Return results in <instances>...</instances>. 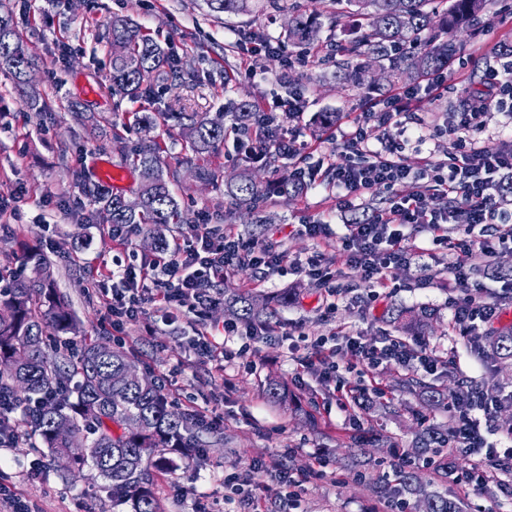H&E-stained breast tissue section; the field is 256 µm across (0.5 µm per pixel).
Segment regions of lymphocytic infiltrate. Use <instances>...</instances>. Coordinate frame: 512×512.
<instances>
[{
	"mask_svg": "<svg viewBox=\"0 0 512 512\" xmlns=\"http://www.w3.org/2000/svg\"><path fill=\"white\" fill-rule=\"evenodd\" d=\"M412 101V94L393 92L383 109L364 113L361 121L344 132L343 160L330 166L327 179L328 188L336 192V213L343 217L346 228L334 255L323 250L329 237L320 221L276 226L277 235L298 233L319 244L304 260L293 264L286 252L244 236L231 226L218 230L195 225L191 239L167 243L154 258L117 261L105 270L99 297L112 318L113 332H122L128 321L149 310L165 317L175 312L195 316L192 344L200 358L219 371L244 357L253 343L278 335L297 352L303 371L318 375L354 403L366 398L369 390L360 383L346 384L341 366L367 373L395 362L429 375L447 366V359L427 347L412 348L390 337L371 345L342 329L302 345L283 325L273 329L237 321L219 327L206 320L207 310L218 301L212 282L228 270L246 268L265 277L292 267L324 290L323 315L328 318L336 312L337 298L347 290L346 269L359 271L368 290L363 303L369 306L379 299L380 288L386 287L394 270H428L438 250L445 249L452 255L448 270L461 289L460 295L449 301L461 336H478L499 321L502 303L490 300L485 284L473 281L472 274L476 268L490 267L498 253L512 251V207L502 204L503 198L512 194V142L489 145L463 141L447 159L425 160L419 172H412L400 157L399 145L383 140L378 147H370L364 129L368 122L380 127L400 124ZM492 110L512 117V63L457 113L450 129L468 132ZM377 189L387 193V205L364 220H356L359 199ZM438 196L447 198V206L434 207ZM452 230L457 233L453 239L448 236ZM493 409V403L476 387L462 391L446 406L452 421L448 445L485 459L484 466L459 475L461 486L485 484L496 471L512 473V444L491 438Z\"/></svg>",
	"mask_w": 512,
	"mask_h": 512,
	"instance_id": "f902f5d3",
	"label": "lymphocytic infiltrate"
}]
</instances>
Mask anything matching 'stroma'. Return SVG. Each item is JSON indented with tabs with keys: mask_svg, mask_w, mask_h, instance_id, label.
Instances as JSON below:
<instances>
[{
	"mask_svg": "<svg viewBox=\"0 0 512 512\" xmlns=\"http://www.w3.org/2000/svg\"><path fill=\"white\" fill-rule=\"evenodd\" d=\"M298 9L318 13L315 42L286 40L284 28ZM5 11L12 14L35 65L23 86L0 72V201L16 213L10 223H0V268L22 271L24 259L35 250L48 257L55 286L67 296L80 326L73 339L77 346L112 336L93 284L120 252L113 247L111 225L90 223L83 198L85 184L99 182L98 160L122 166L113 150L116 138L130 145H164V174L189 218L185 224L164 226L167 239L183 238L193 224H231L242 234L259 236L263 225L235 208L224 194L225 180L250 166L260 179L274 183L297 167L339 162L342 145L328 139L321 125L325 113H335L345 127L385 93L423 85L410 76L387 80L376 66L364 74L361 88L343 85L330 45L347 38L353 21L337 19L326 0H252L250 11L238 15L212 12L205 0H0V12ZM116 14L158 38L181 70L182 85L157 79L146 97L134 101L109 89L108 25ZM243 36L282 42L285 55L243 56L236 47ZM460 40L462 50L447 69L444 89L437 96H423L405 127H366L369 141L385 136L402 142V159L411 168H419L422 157L440 160L453 151V137H437L433 131H444L453 113L466 107L468 95L483 89L488 70L502 69L499 49L512 43V0H493L478 26L461 33ZM32 93L47 105L46 117L29 107ZM295 95L302 99L304 114L285 127L299 139L317 143L315 152L281 160L275 167L254 165L229 138L212 158L224 177L218 184L201 181L186 163L176 113H220L229 125L240 101L268 104ZM40 197L47 206H35ZM335 204L329 188L317 186L298 197L273 198L266 213L276 224L329 222L336 240L345 228L329 214ZM285 291L293 299L276 308L272 325H296L312 336H330L344 327L370 343L392 336L413 347H434L441 356L452 353L457 363L432 376L395 364L363 376L349 373L348 383L381 391L359 409L341 406L338 393L317 376L297 377L293 355L278 338L257 343L251 361L233 362L220 373L194 354V333L186 320L160 323L149 331L141 321L130 322L125 348L138 359L139 371L160 381L179 409L206 404L224 415L218 434L189 468L158 475L154 492L162 512H240L239 499L226 482L244 471L261 512H385V502L401 498L400 455H414L426 428L450 427L443 409L406 388L410 379L451 391L463 380L473 381L495 404L499 439L512 434V366L480 360L475 343L459 336L448 300L460 288L447 262L423 272L396 270L370 309L347 297L328 319L321 314L323 292L301 274L275 273L256 288L266 299ZM424 311L432 312V319L409 331L396 319L400 313L416 318ZM272 380L287 390V401L268 397ZM271 455L287 470L297 497H289L270 473L252 470L254 461ZM416 473L428 491L466 499L470 512H512L510 473L466 489L426 468ZM0 477L32 512H126L113 506L108 483L96 470L87 466L67 472L49 449L32 447L26 437L0 447Z\"/></svg>",
	"mask_w": 512,
	"mask_h": 512,
	"instance_id": "35a3bbf8",
	"label": "stroma"
}]
</instances>
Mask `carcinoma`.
<instances>
[{"mask_svg": "<svg viewBox=\"0 0 512 512\" xmlns=\"http://www.w3.org/2000/svg\"><path fill=\"white\" fill-rule=\"evenodd\" d=\"M250 0H207L214 12L238 14L247 11ZM491 0H330L336 16L354 18L358 35L336 44L340 79L346 86H360L363 58L389 73L410 72L423 76L444 68L461 53V44L449 28L460 23L478 24ZM111 69L112 91L132 99L145 96L155 75L169 69L171 58L150 35L140 32L126 16L114 15ZM314 17L295 11L287 37L299 42L313 38ZM20 47L10 13L0 14V71L25 83L24 74L33 65L18 55ZM183 148L201 160L224 143L228 130L218 118L199 112H181ZM236 125L246 131L262 130L255 105L237 107ZM121 158L130 163L140 179L137 207L123 205L121 195H102L85 188L90 205L104 224H126L152 230L165 224H182L185 217L160 168V147L130 146L115 141ZM301 187L283 179L277 183L259 180L243 169L236 180L225 183L224 194L239 209L256 214L255 223L265 224L260 202L270 196L294 195ZM32 276L17 279L0 289V394H8L26 407L23 417L30 435L56 455L69 447V438L56 433L63 423L86 453L74 461L77 469L87 464L106 479L112 503L127 505L130 512H160L153 491L156 475L180 468L179 461L195 448L207 446L211 428L196 415L177 411L162 385L148 376L133 381L126 372L135 366L132 356L107 342L84 344L80 354H70L63 337L76 329L68 300L57 291L50 264L39 253L29 255ZM224 307L243 319L256 316L253 300L231 291ZM492 360L512 359V329L493 337ZM402 491L421 496L425 512H463L459 502L425 493L416 474L398 476Z\"/></svg>", "mask_w": 512, "mask_h": 512, "instance_id": "obj_1", "label": "carcinoma"}]
</instances>
